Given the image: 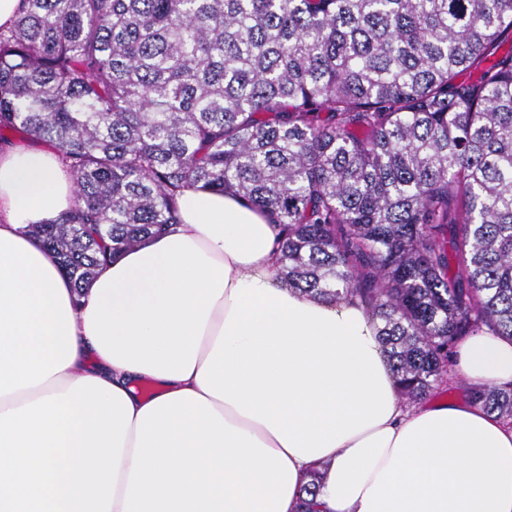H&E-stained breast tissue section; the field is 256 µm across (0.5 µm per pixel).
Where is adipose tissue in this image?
Instances as JSON below:
<instances>
[{"label":"adipose tissue","instance_id":"obj_1","mask_svg":"<svg viewBox=\"0 0 512 512\" xmlns=\"http://www.w3.org/2000/svg\"><path fill=\"white\" fill-rule=\"evenodd\" d=\"M54 151L0 148V512H512V427L406 407L362 307L282 285L277 225L197 187L76 292L24 233L67 210ZM512 383V340L458 345Z\"/></svg>","mask_w":512,"mask_h":512}]
</instances>
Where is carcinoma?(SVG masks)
<instances>
[{
	"label": "carcinoma",
	"mask_w": 512,
	"mask_h": 512,
	"mask_svg": "<svg viewBox=\"0 0 512 512\" xmlns=\"http://www.w3.org/2000/svg\"><path fill=\"white\" fill-rule=\"evenodd\" d=\"M22 2L0 140L69 171L72 206L25 233L77 291L193 185L280 227L288 287L364 307L410 406L464 337L512 338V0ZM468 393L512 420V384Z\"/></svg>",
	"instance_id": "carcinoma-1"
}]
</instances>
